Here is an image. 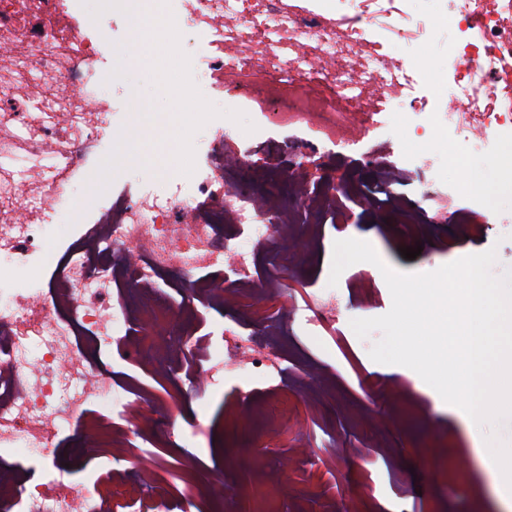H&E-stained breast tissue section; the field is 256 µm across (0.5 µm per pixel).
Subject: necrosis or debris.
Returning a JSON list of instances; mask_svg holds the SVG:
<instances>
[{"mask_svg":"<svg viewBox=\"0 0 512 512\" xmlns=\"http://www.w3.org/2000/svg\"><path fill=\"white\" fill-rule=\"evenodd\" d=\"M169 0L176 20L208 54L211 87L245 98L264 134L288 127L312 156L361 153L387 204L418 230L400 192L412 174L425 213L448 203L481 232L489 192H512V0ZM80 0H0V512H193L194 484L178 493L158 480L160 460L142 452L130 468L104 467L86 484L58 469L55 439L112 456L132 434H170L174 402L141 384L94 371L86 348L146 367L204 396L226 374L283 375L282 320L245 331L238 318L220 338L202 329L206 308L259 302L314 250L325 223L346 221L361 188L333 177L308 187L306 166L285 167L287 195L237 188L247 154L217 118L213 154L195 142L196 171L146 182L105 199L88 225L69 227L70 252L49 288L42 263L56 242L72 176L104 143L109 104L96 71L103 43ZM449 31L438 65L419 56L437 23ZM452 105L441 111L439 93ZM417 137L433 125L464 150H500L492 183L449 180L432 154L401 143V160L378 162L396 113ZM276 252L278 272H259L256 248ZM335 295L290 311L312 335L334 331ZM22 455L26 464L15 463Z\"/></svg>","mask_w":512,"mask_h":512,"instance_id":"4bbe7bcc","label":"necrosis or debris"}]
</instances>
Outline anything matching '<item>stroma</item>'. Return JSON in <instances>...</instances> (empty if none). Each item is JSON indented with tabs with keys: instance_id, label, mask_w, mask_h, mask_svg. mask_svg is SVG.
<instances>
[{
	"instance_id": "obj_1",
	"label": "stroma",
	"mask_w": 512,
	"mask_h": 512,
	"mask_svg": "<svg viewBox=\"0 0 512 512\" xmlns=\"http://www.w3.org/2000/svg\"><path fill=\"white\" fill-rule=\"evenodd\" d=\"M116 67L125 70V81H113ZM97 81L109 102L114 130L132 125L137 106H167L143 66L130 67L119 58L105 61L98 67ZM232 135L249 153L237 177L251 190H281L279 165H300L309 157L285 128L271 130L260 140L238 127ZM429 149L452 180H482L495 162L491 152L476 160L465 157L439 127L430 134ZM492 210L498 222L485 225L479 234L452 219L408 236L398 231V216L382 202L351 206L348 223L326 225L312 261L297 267L281 286V293L292 300L333 290L339 308L336 330L330 335L310 336L300 326L289 328L286 380L251 381L256 404L276 399L301 414L311 443L302 472H289L278 464L293 450L288 430L271 439H257L231 421L229 412L240 403L233 379L201 399L168 386V393L176 397L175 437L149 442L138 437L135 448L148 445L168 459L188 453L198 456L201 467L190 480L198 490L200 512H262L267 502L255 493L250 479L258 466L264 468L270 489L287 492L290 501L315 493L310 512H512V502L496 495L483 464L484 429L461 409L445 403L413 370L372 361L368 352L380 340V332L363 339L353 332L351 319L377 317L391 307L380 265H351L336 286L328 284L333 243L349 238L369 242L390 267L418 273L493 247L497 262L492 272L502 274L512 267V223L502 221L512 213V195L499 194ZM416 246L422 252L415 259L402 256V249ZM360 275L371 284L370 298H363L354 286ZM214 424L224 427L220 455L210 448L206 435ZM196 425L202 427V435L189 437ZM329 455L334 458L332 471L323 480L313 479L322 458ZM215 471L222 472L224 481V497L219 501L208 491Z\"/></svg>"
}]
</instances>
